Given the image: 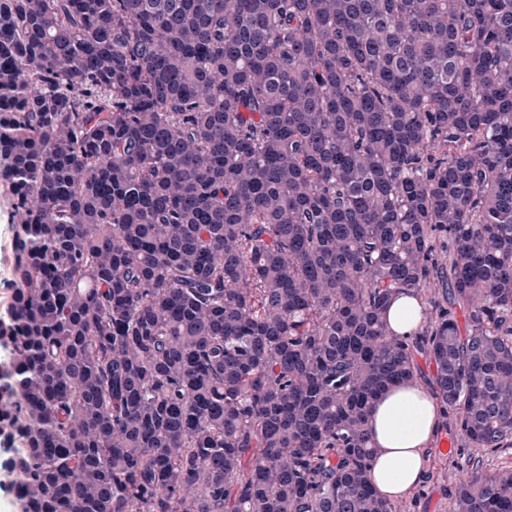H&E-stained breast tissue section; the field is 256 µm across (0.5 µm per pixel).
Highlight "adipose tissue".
Masks as SVG:
<instances>
[{
  "instance_id": "obj_1",
  "label": "adipose tissue",
  "mask_w": 512,
  "mask_h": 512,
  "mask_svg": "<svg viewBox=\"0 0 512 512\" xmlns=\"http://www.w3.org/2000/svg\"><path fill=\"white\" fill-rule=\"evenodd\" d=\"M424 317V302L405 292L394 296L386 312L390 331L405 338L421 329ZM441 422L437 401L417 383L393 386L378 398L368 428L378 450L370 477L381 496L402 498L423 483Z\"/></svg>"
}]
</instances>
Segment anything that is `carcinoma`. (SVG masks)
I'll return each mask as SVG.
<instances>
[{
  "instance_id": "1",
  "label": "carcinoma",
  "mask_w": 512,
  "mask_h": 512,
  "mask_svg": "<svg viewBox=\"0 0 512 512\" xmlns=\"http://www.w3.org/2000/svg\"><path fill=\"white\" fill-rule=\"evenodd\" d=\"M0 179L15 512H395L366 419L416 352L512 449V0H0ZM12 226L10 197L0 184V311L11 298ZM425 303L406 291L394 296L387 312L389 330L399 336L410 338L423 326Z\"/></svg>"
}]
</instances>
